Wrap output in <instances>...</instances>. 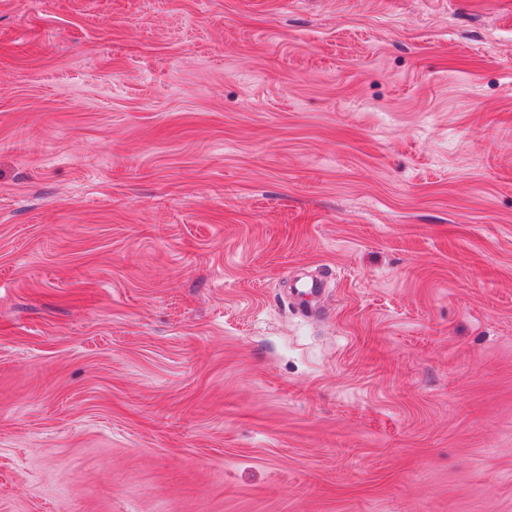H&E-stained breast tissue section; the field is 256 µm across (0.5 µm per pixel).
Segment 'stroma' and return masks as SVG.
Segmentation results:
<instances>
[{"label":"stroma","instance_id":"obj_1","mask_svg":"<svg viewBox=\"0 0 512 512\" xmlns=\"http://www.w3.org/2000/svg\"><path fill=\"white\" fill-rule=\"evenodd\" d=\"M0 512H512V0H0Z\"/></svg>","mask_w":512,"mask_h":512}]
</instances>
